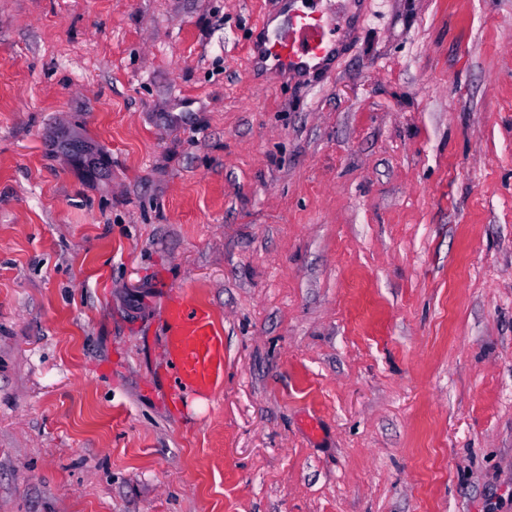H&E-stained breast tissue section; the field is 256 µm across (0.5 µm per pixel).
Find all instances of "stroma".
<instances>
[{
	"mask_svg": "<svg viewBox=\"0 0 512 512\" xmlns=\"http://www.w3.org/2000/svg\"><path fill=\"white\" fill-rule=\"evenodd\" d=\"M284 5L0 0V512H512V0ZM320 10L303 11L301 3L293 4L288 13V25L279 30L273 39L265 40L254 61L269 60L285 74H301L311 70H319L331 60L338 46V35L341 18L336 12ZM302 8V9H297ZM164 317L169 325L164 369L173 380L171 402L179 408L182 391L212 395L222 383L224 332L209 306L186 303L178 296L167 305Z\"/></svg>",
	"mask_w": 512,
	"mask_h": 512,
	"instance_id": "35a3bbf8",
	"label": "stroma"
}]
</instances>
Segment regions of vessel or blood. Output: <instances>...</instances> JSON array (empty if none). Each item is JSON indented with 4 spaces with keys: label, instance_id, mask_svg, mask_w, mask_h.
I'll use <instances>...</instances> for the list:
<instances>
[{
    "label": "vessel or blood",
    "instance_id": "b4317fda",
    "mask_svg": "<svg viewBox=\"0 0 512 512\" xmlns=\"http://www.w3.org/2000/svg\"><path fill=\"white\" fill-rule=\"evenodd\" d=\"M340 31L337 13L294 9L288 13L287 26L265 40L255 58L273 61L286 74L318 70L332 59ZM164 317L169 325L164 368L173 380L172 404L181 406L185 390L215 393L224 377V332L216 326L212 309L176 297Z\"/></svg>",
    "mask_w": 512,
    "mask_h": 512
}]
</instances>
